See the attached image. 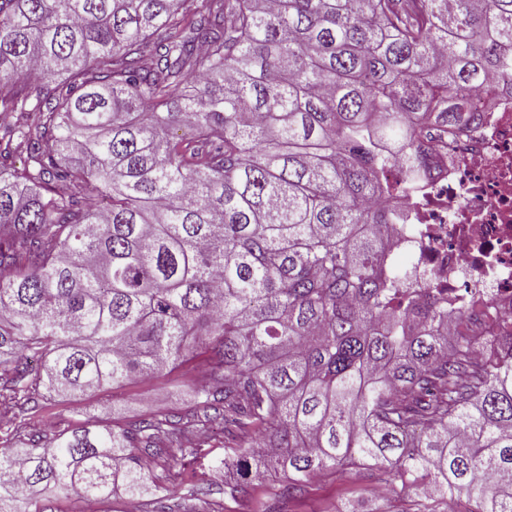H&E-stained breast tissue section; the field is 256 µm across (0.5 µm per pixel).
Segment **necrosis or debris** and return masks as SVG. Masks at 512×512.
Returning <instances> with one entry per match:
<instances>
[{"instance_id": "necrosis-or-debris-1", "label": "necrosis or debris", "mask_w": 512, "mask_h": 512, "mask_svg": "<svg viewBox=\"0 0 512 512\" xmlns=\"http://www.w3.org/2000/svg\"><path fill=\"white\" fill-rule=\"evenodd\" d=\"M432 164L413 194L389 205L409 213L386 262L403 259L414 286L448 304V326L478 320L484 338L512 334V79L476 95L459 122L424 129Z\"/></svg>"}]
</instances>
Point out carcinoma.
Listing matches in <instances>:
<instances>
[{
    "mask_svg": "<svg viewBox=\"0 0 512 512\" xmlns=\"http://www.w3.org/2000/svg\"><path fill=\"white\" fill-rule=\"evenodd\" d=\"M510 72L512 0H0V414L205 363L175 412L21 419L0 512H154L214 424L232 493L355 466L512 512V335L440 333L374 205ZM48 502H42L41 507L47 512H130L133 511L129 502L121 497H112V501L106 503H83L66 498L62 495L50 498Z\"/></svg>",
    "mask_w": 512,
    "mask_h": 512,
    "instance_id": "carcinoma-1",
    "label": "carcinoma"
}]
</instances>
